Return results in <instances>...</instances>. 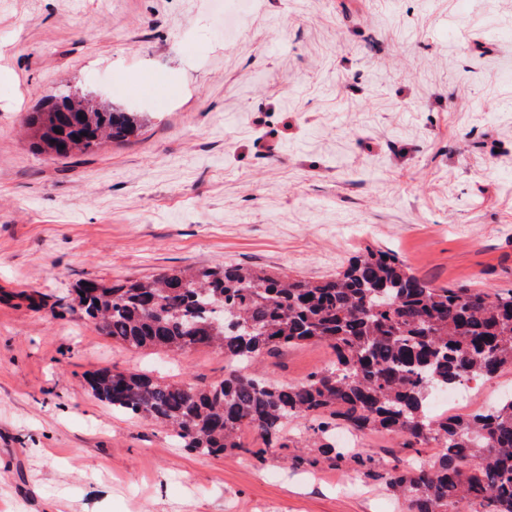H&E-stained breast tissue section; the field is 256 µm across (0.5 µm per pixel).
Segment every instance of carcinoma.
Returning <instances> with one entry per match:
<instances>
[{
    "instance_id": "carcinoma-1",
    "label": "carcinoma",
    "mask_w": 512,
    "mask_h": 512,
    "mask_svg": "<svg viewBox=\"0 0 512 512\" xmlns=\"http://www.w3.org/2000/svg\"><path fill=\"white\" fill-rule=\"evenodd\" d=\"M29 128L44 151L57 148L52 112ZM85 150L125 140L124 112L99 107L84 127ZM72 302L113 341L173 355L207 347L224 354V379L200 386L148 372L101 368L86 382L112 410L168 426L188 451L219 456L245 449L254 430L261 448H313L327 461L361 450L336 445L331 430L392 435L401 448H440L428 466L396 464L375 476L401 496L406 512H512V395L467 417L434 416L435 390L491 378L512 368V289L435 286L388 251L371 247L319 281L226 264L194 272L168 269L150 281L85 279ZM322 344L333 360L300 382L251 370L263 355ZM292 420L315 421L290 438Z\"/></svg>"
}]
</instances>
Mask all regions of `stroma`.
<instances>
[{
  "label": "stroma",
  "mask_w": 512,
  "mask_h": 512,
  "mask_svg": "<svg viewBox=\"0 0 512 512\" xmlns=\"http://www.w3.org/2000/svg\"><path fill=\"white\" fill-rule=\"evenodd\" d=\"M164 73V99L112 88ZM64 90L137 131L41 153L26 119ZM368 246L437 286L512 289V0H0V512H403L377 474L435 446L363 437L372 477L311 448L188 452L85 376L207 384L223 355L126 347L70 303L171 268L318 280ZM330 360L301 346L269 373ZM468 389L463 417L512 370Z\"/></svg>",
  "instance_id": "1"
}]
</instances>
